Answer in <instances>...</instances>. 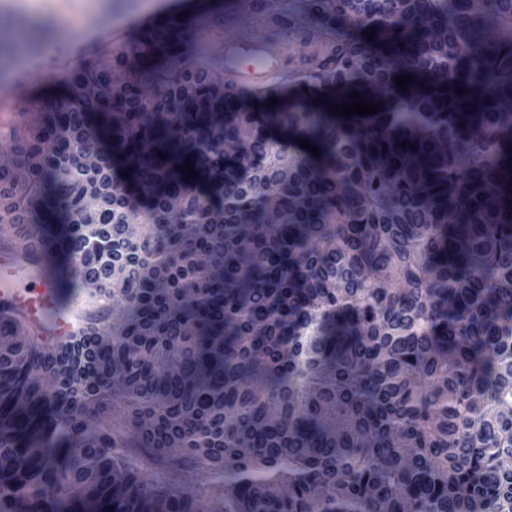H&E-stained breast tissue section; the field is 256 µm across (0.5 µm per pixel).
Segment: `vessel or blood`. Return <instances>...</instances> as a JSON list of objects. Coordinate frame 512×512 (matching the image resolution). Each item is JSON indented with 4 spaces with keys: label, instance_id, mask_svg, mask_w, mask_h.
I'll return each instance as SVG.
<instances>
[{
    "label": "vessel or blood",
    "instance_id": "obj_1",
    "mask_svg": "<svg viewBox=\"0 0 512 512\" xmlns=\"http://www.w3.org/2000/svg\"><path fill=\"white\" fill-rule=\"evenodd\" d=\"M292 43L294 52L302 54L307 42L303 31L275 25L268 32L241 33L228 31L219 51L224 58V82L231 86L234 95L263 97L271 93L267 78L273 74H287L297 88L308 86L309 79L324 78L327 61L317 63L315 69L295 61H285L278 45ZM10 305L25 313L33 324L51 322V333L65 339L78 328V317L84 303L80 298L62 301L57 288L47 278H34L23 274L18 259L0 258V306Z\"/></svg>",
    "mask_w": 512,
    "mask_h": 512
}]
</instances>
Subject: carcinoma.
I'll return each instance as SVG.
<instances>
[{
	"label": "carcinoma",
	"instance_id": "1",
	"mask_svg": "<svg viewBox=\"0 0 512 512\" xmlns=\"http://www.w3.org/2000/svg\"><path fill=\"white\" fill-rule=\"evenodd\" d=\"M308 3L380 95L232 112L158 29L0 132V251L90 286L0 306V512H512V0ZM0 306L11 305L25 313L32 324H42L52 317L51 336L66 339L79 327L78 317L84 303L74 297L62 303L59 292L48 278H34L23 274L25 265L14 257L0 259Z\"/></svg>",
	"mask_w": 512,
	"mask_h": 512
}]
</instances>
